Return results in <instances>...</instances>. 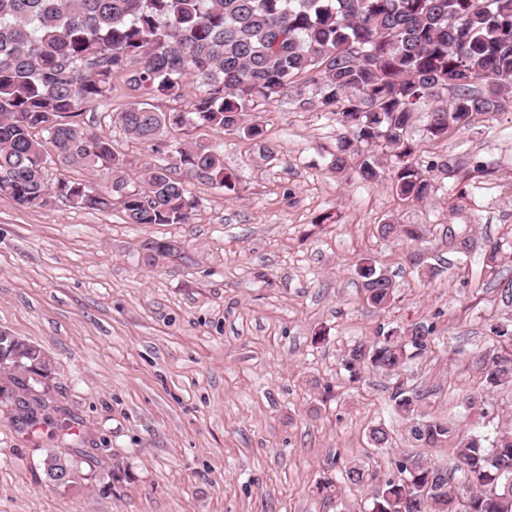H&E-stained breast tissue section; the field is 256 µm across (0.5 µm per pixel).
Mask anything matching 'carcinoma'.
Listing matches in <instances>:
<instances>
[{"mask_svg": "<svg viewBox=\"0 0 512 512\" xmlns=\"http://www.w3.org/2000/svg\"><path fill=\"white\" fill-rule=\"evenodd\" d=\"M117 73L130 74L144 98L117 120L145 142L187 123L235 127L257 140L260 112L304 74L314 96L302 104L336 116L341 127L329 168L375 181L382 169L373 150L384 147L393 158L392 189L420 202L435 185L407 135L418 106L451 91L430 115L435 139L512 106V0H0V194L25 207L54 197L94 210L117 204L128 224H188L198 206L189 180L238 193L224 156L200 143L174 147L179 163L147 164L140 184L130 185L112 141L72 122L105 100ZM189 75L204 87L190 110L167 114L148 103L158 95L183 98ZM56 162L106 170L112 186L101 194L83 181L51 183L47 168ZM379 232L415 240L420 227L385 223ZM144 249L152 263L174 254L167 241ZM358 274L367 302L386 308L392 281L367 258ZM433 333L418 324L354 343L344 358L349 380L370 367L399 371L430 349ZM495 334L507 343L485 354L489 389L512 383V333ZM49 371L42 349L0 344V404L14 406L20 423L35 425L38 411L52 408ZM392 400L422 445L455 441L458 465L449 472L417 455L398 460L399 477L382 481L370 512H512V431L486 448L478 435L424 419L419 391L396 386ZM43 466L54 484L73 471L53 448L45 449ZM367 478L354 466L318 490L339 497L340 484Z\"/></svg>", "mask_w": 512, "mask_h": 512, "instance_id": "1", "label": "carcinoma"}]
</instances>
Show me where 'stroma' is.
Returning a JSON list of instances; mask_svg holds the SVG:
<instances>
[{
  "mask_svg": "<svg viewBox=\"0 0 512 512\" xmlns=\"http://www.w3.org/2000/svg\"><path fill=\"white\" fill-rule=\"evenodd\" d=\"M312 93L300 77L266 106L263 157L221 128L170 129L152 145L128 137L116 117L140 96L127 74L113 77L82 119L111 139L129 177L186 142L217 148L236 176V196L191 181L188 224H128L119 207L60 199L25 208L0 194V330L47 353L53 403L70 420L61 441L0 405V512H368L373 487L346 484L330 501L319 482L352 465L386 478L407 455L455 465L453 443L421 446L394 411L400 380L428 391L426 418L489 440L512 429V385L488 392L484 414L464 404L493 328H512V109L436 139L427 125L439 100L422 103L408 136L438 190L417 203L389 178L330 170L339 126L301 106ZM385 222L425 233L388 241ZM457 237L477 249L457 253ZM153 240L181 252L148 264ZM489 242L503 245L492 273ZM364 258L395 286L386 309L366 302ZM419 322L435 326L428 352L399 374L349 381L341 362L354 342ZM380 424L383 448L369 437ZM48 448L73 463L67 489L43 470Z\"/></svg>",
  "mask_w": 512,
  "mask_h": 512,
  "instance_id": "1",
  "label": "stroma"
}]
</instances>
